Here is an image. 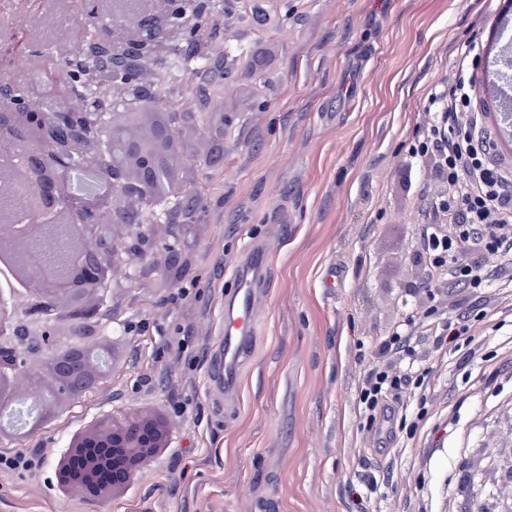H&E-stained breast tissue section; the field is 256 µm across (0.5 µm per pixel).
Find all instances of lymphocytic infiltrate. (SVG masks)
Returning a JSON list of instances; mask_svg holds the SVG:
<instances>
[{
    "label": "lymphocytic infiltrate",
    "instance_id": "obj_1",
    "mask_svg": "<svg viewBox=\"0 0 512 512\" xmlns=\"http://www.w3.org/2000/svg\"><path fill=\"white\" fill-rule=\"evenodd\" d=\"M459 68L444 90L432 94L439 121L412 147L413 156L433 157L438 175L450 189L441 207L447 229L427 235L424 251L433 272L484 287L480 268L463 258V245L490 253L512 254V169L492 159L493 137L477 110L476 81L468 63L477 59V45L459 50ZM401 387L390 370L373 372L361 389L360 400L369 410L368 428L382 429L391 421V402Z\"/></svg>",
    "mask_w": 512,
    "mask_h": 512
}]
</instances>
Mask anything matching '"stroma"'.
Here are the masks:
<instances>
[{"label": "stroma", "instance_id": "1", "mask_svg": "<svg viewBox=\"0 0 512 512\" xmlns=\"http://www.w3.org/2000/svg\"><path fill=\"white\" fill-rule=\"evenodd\" d=\"M502 2L226 0L223 25L204 30L207 71L161 96L181 104L187 245L172 261L155 251L136 281L116 275L105 325L126 332L101 384L0 442V454H52L102 413L162 407L177 422L172 451L102 501L59 495L46 466L0 471V512H500L512 501V305L492 297L512 295V259L465 251L486 291L423 279L412 256L447 186L427 167L416 192L401 185L429 96L468 42L481 48L476 91L495 156L512 164L486 73L506 45ZM214 146L223 162L209 167ZM254 241L265 297L229 397L209 365ZM400 325L427 377L392 406L418 428L368 433L360 390Z\"/></svg>", "mask_w": 512, "mask_h": 512}]
</instances>
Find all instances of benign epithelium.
Returning <instances> with one entry per match:
<instances>
[{"label": "benign epithelium", "instance_id": "1", "mask_svg": "<svg viewBox=\"0 0 512 512\" xmlns=\"http://www.w3.org/2000/svg\"><path fill=\"white\" fill-rule=\"evenodd\" d=\"M85 33L57 46L61 68L81 83L22 85L0 78V183L26 189L28 218L0 203V257L12 288L0 290V440L24 437L60 411V404L96 387L76 388L66 358L91 364L100 376L112 351L96 339L103 308L121 269L133 278L154 249L178 254L192 225L160 239L172 222L158 191L167 163L152 154L130 160L143 136L129 109L159 98L155 67L166 51L187 46L194 28L214 24L210 0H77ZM82 447L116 464L88 474L76 460L72 478L85 497L103 483L141 469L136 450L156 437L154 418L109 412L94 419Z\"/></svg>", "mask_w": 512, "mask_h": 512}]
</instances>
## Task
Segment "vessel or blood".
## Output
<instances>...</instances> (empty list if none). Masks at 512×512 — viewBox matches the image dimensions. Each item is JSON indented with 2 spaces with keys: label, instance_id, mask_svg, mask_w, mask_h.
<instances>
[{
  "label": "vessel or blood",
  "instance_id": "obj_1",
  "mask_svg": "<svg viewBox=\"0 0 512 512\" xmlns=\"http://www.w3.org/2000/svg\"><path fill=\"white\" fill-rule=\"evenodd\" d=\"M266 268L264 246L252 244L246 260L234 275V286L224 303L223 346L212 359L210 377L229 394L236 391L240 366L256 333Z\"/></svg>",
  "mask_w": 512,
  "mask_h": 512
}]
</instances>
